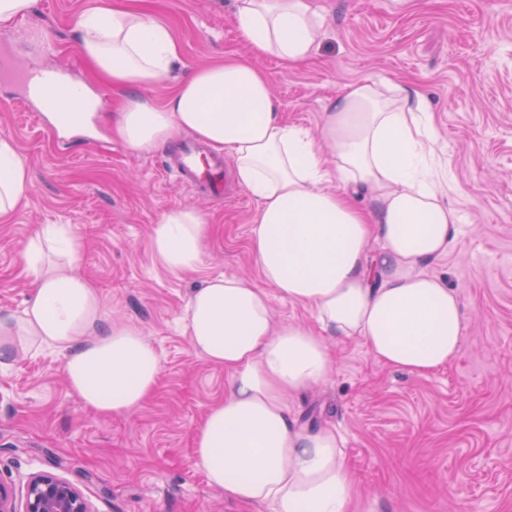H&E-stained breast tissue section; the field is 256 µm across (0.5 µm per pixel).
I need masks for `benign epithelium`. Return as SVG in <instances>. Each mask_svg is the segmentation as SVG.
Returning a JSON list of instances; mask_svg holds the SVG:
<instances>
[{"label":"benign epithelium","mask_w":512,"mask_h":512,"mask_svg":"<svg viewBox=\"0 0 512 512\" xmlns=\"http://www.w3.org/2000/svg\"><path fill=\"white\" fill-rule=\"evenodd\" d=\"M24 512H91L83 492L51 473H37L27 483Z\"/></svg>","instance_id":"obj_1"}]
</instances>
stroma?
<instances>
[{
  "mask_svg": "<svg viewBox=\"0 0 512 512\" xmlns=\"http://www.w3.org/2000/svg\"><path fill=\"white\" fill-rule=\"evenodd\" d=\"M97 0H37L0 28V51L18 63L92 82L76 19ZM137 6L181 44L169 76L143 90L164 102L193 70L250 55L233 0H108ZM326 22L313 57L288 68L257 58L283 117L318 132L326 106L359 80L401 85L426 100L435 154L463 216L459 246L430 274L463 308L458 357L417 377L378 362L362 341L330 340V378L293 397L302 423L335 427L359 485L380 512H512V0H320ZM89 130L61 131L0 74V135L11 136L30 175L27 196L0 217V313L30 294L20 261L32 230L67 224L82 242L78 271L109 317L138 326L157 348L155 393L126 416H103L70 391L64 355H21L0 368V482L24 498L29 478L51 472L77 485L93 512H268L225 499L193 464V437L228 375L190 346L179 318L212 276L257 275L249 237L256 203L225 179L213 199L165 170L176 144L134 150L112 133L117 98L92 83ZM190 207L210 227L202 263L173 273L150 235L167 210Z\"/></svg>",
  "mask_w": 512,
  "mask_h": 512,
  "instance_id": "obj_1",
  "label": "stroma"
}]
</instances>
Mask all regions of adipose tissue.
<instances>
[{
	"label": "adipose tissue",
	"instance_id": "obj_1",
	"mask_svg": "<svg viewBox=\"0 0 512 512\" xmlns=\"http://www.w3.org/2000/svg\"><path fill=\"white\" fill-rule=\"evenodd\" d=\"M324 20L317 0H235V24L254 55L288 67L312 56ZM77 27L93 78L120 94L115 130L128 146L150 150L191 134L232 158L234 182L256 202L249 248L262 283L210 278L181 317L193 350L229 376L195 431V466L225 498L270 512H376L341 437L301 424L288 399L327 378L332 337L361 338L379 362L414 376L458 353V296L426 266L458 246L462 214L447 201V172L427 154L435 131L425 103L404 87L388 95L358 81L326 107L315 138L282 119L251 58L228 57L194 70L157 105L139 92L180 56L165 25L141 9L97 6ZM34 88L49 111L81 128L92 106L86 86L45 73ZM28 190V169L1 135L0 215ZM207 233L194 209L166 211L152 231L155 261L173 272L198 268ZM81 250L64 226L33 232L22 253L31 295L21 311L0 315V366L59 349L81 404L127 415L156 391L161 356L138 328L109 321L101 295L74 271ZM275 293L308 310L311 323H275Z\"/></svg>",
	"mask_w": 512,
	"mask_h": 512
}]
</instances>
